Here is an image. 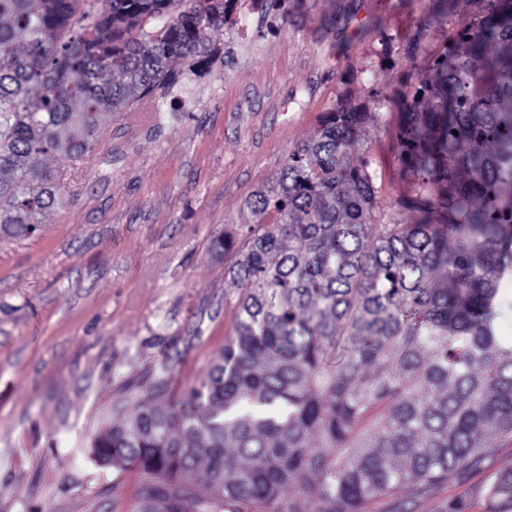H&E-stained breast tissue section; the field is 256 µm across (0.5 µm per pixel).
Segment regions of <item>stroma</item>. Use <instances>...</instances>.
Listing matches in <instances>:
<instances>
[{"instance_id": "1", "label": "stroma", "mask_w": 512, "mask_h": 512, "mask_svg": "<svg viewBox=\"0 0 512 512\" xmlns=\"http://www.w3.org/2000/svg\"><path fill=\"white\" fill-rule=\"evenodd\" d=\"M427 0H305L280 36L224 28V61L192 95L101 115L85 160L39 156L68 196L37 237L0 240V512H143L145 479L95 464L90 436L132 406L122 389L171 359L180 393L198 387L234 330L239 286L224 280V238L241 239L246 197L278 174L321 112L347 91L377 93L366 130L381 207L403 189L387 101L471 7L407 37ZM382 31H366L369 21ZM390 55H382L380 35Z\"/></svg>"}]
</instances>
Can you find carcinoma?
Segmentation results:
<instances>
[{"instance_id": "cac0c4a2", "label": "carcinoma", "mask_w": 512, "mask_h": 512, "mask_svg": "<svg viewBox=\"0 0 512 512\" xmlns=\"http://www.w3.org/2000/svg\"><path fill=\"white\" fill-rule=\"evenodd\" d=\"M455 2L429 0V16ZM471 3L390 94L410 219L376 223L377 102L345 96L248 197L245 238L224 241V279L246 291L220 361L179 400L168 359L124 383L147 387L89 452L148 479L145 512H368L405 488L391 512H413L479 471L488 437L512 444V340L498 335L512 320V0ZM247 4L281 34L288 0ZM241 6L0 0V238L33 236L65 200L37 156L79 162L101 113L210 76L224 60L212 33ZM482 491L486 512H512V469Z\"/></svg>"}]
</instances>
